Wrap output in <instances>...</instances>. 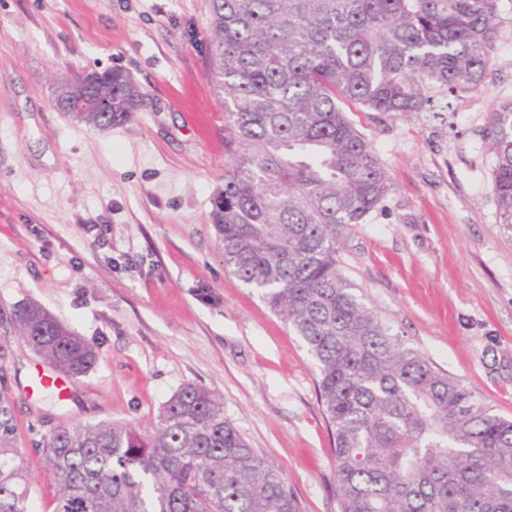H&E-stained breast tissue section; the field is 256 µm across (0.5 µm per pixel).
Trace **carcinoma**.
Here are the masks:
<instances>
[{
    "label": "carcinoma",
    "instance_id": "cac0c4a2",
    "mask_svg": "<svg viewBox=\"0 0 512 512\" xmlns=\"http://www.w3.org/2000/svg\"><path fill=\"white\" fill-rule=\"evenodd\" d=\"M214 77L230 142L211 223L224 266L255 289L306 348L334 444L340 512H512V420L408 346L339 269L338 236L364 224L392 184L344 106L427 112L483 82L498 0H209ZM94 88L128 121L142 94L122 71L77 74L60 96ZM494 191L512 232V103L491 115ZM12 327L69 378L94 344L35 302ZM39 452L58 487L51 512H298L283 477L193 383L155 426L59 425ZM34 480L0 366V512H34Z\"/></svg>",
    "mask_w": 512,
    "mask_h": 512
}]
</instances>
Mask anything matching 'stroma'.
<instances>
[{"label": "stroma", "instance_id": "stroma-1", "mask_svg": "<svg viewBox=\"0 0 512 512\" xmlns=\"http://www.w3.org/2000/svg\"><path fill=\"white\" fill-rule=\"evenodd\" d=\"M210 38L208 0H0V314L38 302L97 353L61 402L37 385L47 363L0 326L39 512L56 495L35 448L49 426L146 429L188 383L220 398L299 512H340L306 349L225 268L210 221L231 160ZM115 68L143 92L125 124L102 130L57 108L60 77ZM510 102L512 0H498L477 90L445 111L351 113L393 188L339 248L382 322L508 418L512 232L485 135Z\"/></svg>", "mask_w": 512, "mask_h": 512}]
</instances>
